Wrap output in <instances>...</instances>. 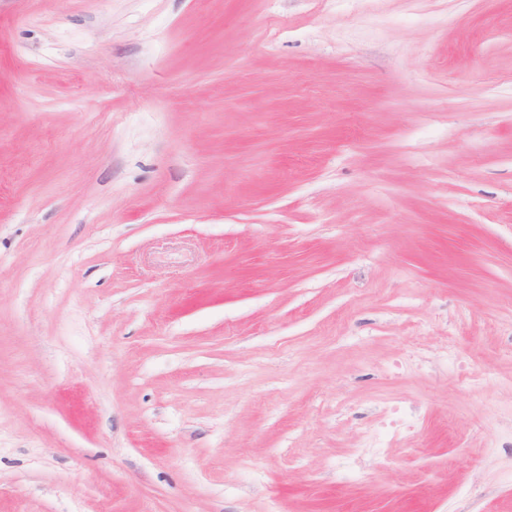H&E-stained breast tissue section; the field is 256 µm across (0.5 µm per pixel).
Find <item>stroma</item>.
I'll return each mask as SVG.
<instances>
[{"label":"stroma","mask_w":512,"mask_h":512,"mask_svg":"<svg viewBox=\"0 0 512 512\" xmlns=\"http://www.w3.org/2000/svg\"><path fill=\"white\" fill-rule=\"evenodd\" d=\"M0 512H512V0H0Z\"/></svg>","instance_id":"35a3bbf8"}]
</instances>
